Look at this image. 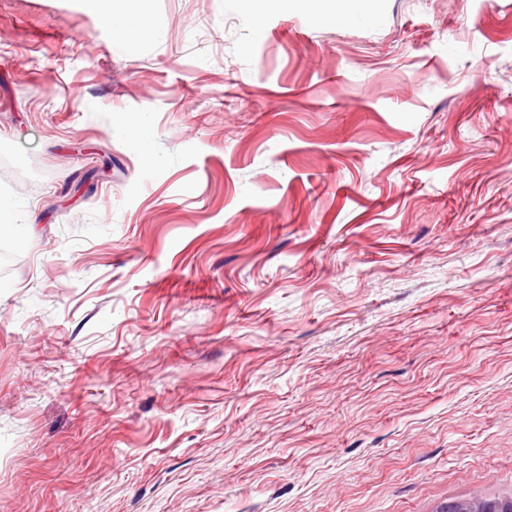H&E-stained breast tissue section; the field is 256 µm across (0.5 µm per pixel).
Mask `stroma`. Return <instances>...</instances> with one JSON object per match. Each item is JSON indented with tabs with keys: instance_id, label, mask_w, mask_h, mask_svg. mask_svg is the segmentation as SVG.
<instances>
[{
	"instance_id": "35a3bbf8",
	"label": "stroma",
	"mask_w": 512,
	"mask_h": 512,
	"mask_svg": "<svg viewBox=\"0 0 512 512\" xmlns=\"http://www.w3.org/2000/svg\"><path fill=\"white\" fill-rule=\"evenodd\" d=\"M145 7L0 0V512L512 497V0ZM126 7L119 12L112 11V5L105 9V20L118 29L125 40H139L153 35L156 20L146 11L144 1H125Z\"/></svg>"
}]
</instances>
